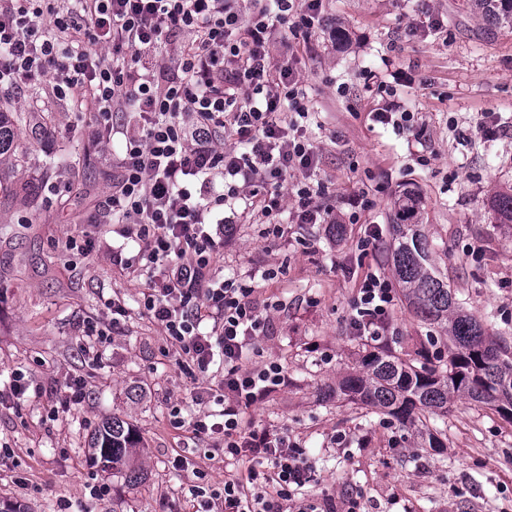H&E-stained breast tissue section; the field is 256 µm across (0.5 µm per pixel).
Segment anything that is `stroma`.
<instances>
[{"label":"stroma","instance_id":"1","mask_svg":"<svg viewBox=\"0 0 512 512\" xmlns=\"http://www.w3.org/2000/svg\"><path fill=\"white\" fill-rule=\"evenodd\" d=\"M466 2L325 0V25L347 39L331 42L318 28L300 51L320 112L309 131L338 211L348 212L358 192L376 197L371 218L383 244L366 267L391 274L384 244L393 205L415 190L418 221L450 287L467 312L512 340V224L498 223L489 205L512 188V33L479 35ZM434 13L444 28L418 34ZM388 104L413 112L419 141L371 120V110ZM18 108L16 156L0 165V383L18 370L32 390L0 405V503L21 512H192L196 470L220 486L239 467L190 446L186 429L170 422L171 403L202 406L161 329L137 312L145 278L112 261L116 245L137 253L135 234L98 221L112 187V147L92 114L56 98L48 82L22 95ZM487 112L501 124L494 140L456 136L455 127L476 126ZM260 230L234 225L213 273L256 275L259 302L274 305L251 363H280L288 384L249 418L307 448L306 499L360 494L373 512H512V421L495 408L455 403L444 447L428 448L414 429L334 396L337 378L371 345L349 331L358 280L343 271L357 261L363 225L334 237L324 225L295 224L287 243ZM82 234L93 250L66 251L65 239ZM267 268L277 269L275 279H261ZM115 299L131 311L117 324L108 307ZM89 324L108 335L95 359L80 347ZM435 333L399 299L380 344L412 360L424 343L434 362L446 352L429 343ZM76 378L84 398L61 411ZM112 418L137 439L133 471L103 469L88 453L94 430ZM180 455L188 467L175 468Z\"/></svg>","mask_w":512,"mask_h":512}]
</instances>
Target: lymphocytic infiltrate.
Listing matches in <instances>:
<instances>
[{
	"mask_svg": "<svg viewBox=\"0 0 512 512\" xmlns=\"http://www.w3.org/2000/svg\"><path fill=\"white\" fill-rule=\"evenodd\" d=\"M322 19L323 0H0V103L46 80L125 143L103 214L137 225L140 246L131 257L114 248L112 259L147 279L139 308L185 374L218 379L214 409L187 416L173 406L174 424L225 458L250 460L222 489L192 486L195 512H288L309 481L305 448L245 418L287 378L275 362L245 366L267 310L238 276L214 278L213 263L233 225L282 240L289 225L357 224L376 205L365 192L337 212L316 179L314 111L295 63L300 35ZM175 40L173 64L158 65ZM393 307L391 281L367 272L351 332L379 340Z\"/></svg>",
	"mask_w": 512,
	"mask_h": 512,
	"instance_id": "f902f5d3",
	"label": "lymphocytic infiltrate"
}]
</instances>
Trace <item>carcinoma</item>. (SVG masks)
Instances as JSON below:
<instances>
[{
	"mask_svg": "<svg viewBox=\"0 0 512 512\" xmlns=\"http://www.w3.org/2000/svg\"><path fill=\"white\" fill-rule=\"evenodd\" d=\"M483 34L512 32V0H469ZM15 119L0 111V159L15 153ZM498 223L512 224V193L490 198ZM418 197L406 192L395 202L390 244L395 280L407 307L420 320L446 335L447 361L439 366L406 361L382 349L362 357L359 367L343 375L337 390L347 399L376 409L402 425L426 415H441L458 400L498 408L512 418V346L465 312L433 258L431 242L417 222ZM92 457L104 469L131 467L137 453L133 431L114 418L95 431Z\"/></svg>",
	"mask_w": 512,
	"mask_h": 512,
	"instance_id": "obj_1",
	"label": "carcinoma"
}]
</instances>
